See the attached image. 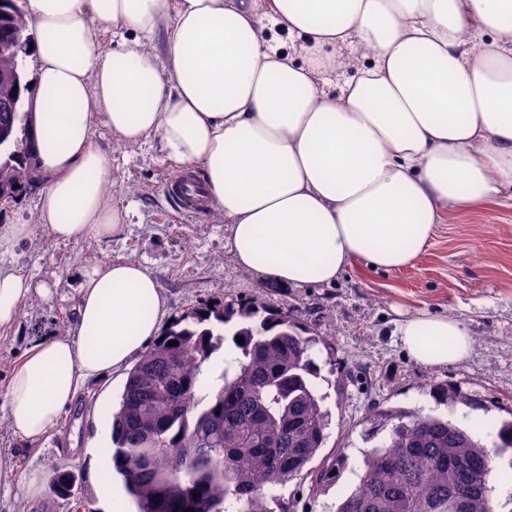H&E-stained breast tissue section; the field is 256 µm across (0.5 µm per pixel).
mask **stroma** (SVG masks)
I'll return each instance as SVG.
<instances>
[{
	"label": "stroma",
	"mask_w": 512,
	"mask_h": 512,
	"mask_svg": "<svg viewBox=\"0 0 512 512\" xmlns=\"http://www.w3.org/2000/svg\"><path fill=\"white\" fill-rule=\"evenodd\" d=\"M99 141L111 160L114 191L129 210L122 235L101 241L59 242L38 224L34 196L0 215L1 224H30L39 241H27L0 255V265L30 275L35 293L17 321L0 328V392L14 365L38 340L62 335L74 322L77 288L89 267L115 261L146 266L157 277L170 316L214 301L247 298L289 312L318 338L321 390L331 414L320 458L343 454L348 466L326 491L313 493L309 479H294L274 494L289 512H329L354 488L362 453L363 419L372 407L448 416L463 427L488 433L512 416V207L482 206L446 214L414 267L384 271L345 269L330 285L264 289L259 277L235 263L227 247L229 226L212 216L186 218L162 192L177 162L157 144H118L108 128ZM426 312L458 319L471 338L459 362L428 367L410 357L395 334L398 313ZM126 372L93 381L66 410L60 425L37 449L10 427L0 428V466L37 473L47 491L42 498L0 499V512H79L99 499L88 473L96 422L114 407ZM436 385L461 389L475 407L447 410L434 403ZM76 477L78 492L67 498L50 492L57 466Z\"/></svg>",
	"instance_id": "stroma-1"
}]
</instances>
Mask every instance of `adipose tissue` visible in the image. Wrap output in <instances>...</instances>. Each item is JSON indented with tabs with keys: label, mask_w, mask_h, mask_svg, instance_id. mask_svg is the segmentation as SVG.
I'll use <instances>...</instances> for the list:
<instances>
[{
	"label": "adipose tissue",
	"mask_w": 512,
	"mask_h": 512,
	"mask_svg": "<svg viewBox=\"0 0 512 512\" xmlns=\"http://www.w3.org/2000/svg\"><path fill=\"white\" fill-rule=\"evenodd\" d=\"M25 20L37 223L55 240L124 230L102 124L198 167L235 261L281 285L414 266L445 214L512 192V0H28ZM32 292L0 268V327ZM78 295L71 329L35 344L0 398L20 439L47 435L170 323L138 263L90 268ZM397 334L427 366L471 348L460 321L426 312ZM110 441L105 416L91 480L106 512H127Z\"/></svg>",
	"instance_id": "1"
}]
</instances>
